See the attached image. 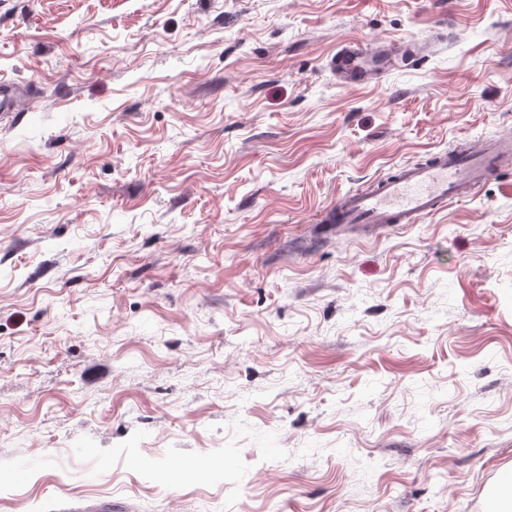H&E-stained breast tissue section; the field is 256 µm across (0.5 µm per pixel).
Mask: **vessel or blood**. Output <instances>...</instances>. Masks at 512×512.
I'll return each mask as SVG.
<instances>
[{"label": "vessel or blood", "instance_id": "obj_1", "mask_svg": "<svg viewBox=\"0 0 512 512\" xmlns=\"http://www.w3.org/2000/svg\"><path fill=\"white\" fill-rule=\"evenodd\" d=\"M390 43H352L336 55L342 74H361L364 81L379 79L401 57ZM512 154V138L475 142L463 151L438 153L425 164L403 166L374 185L346 193L336 204L337 224H413L496 176L505 156Z\"/></svg>", "mask_w": 512, "mask_h": 512}]
</instances>
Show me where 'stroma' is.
I'll return each instance as SVG.
<instances>
[{
	"label": "stroma",
	"mask_w": 512,
	"mask_h": 512,
	"mask_svg": "<svg viewBox=\"0 0 512 512\" xmlns=\"http://www.w3.org/2000/svg\"><path fill=\"white\" fill-rule=\"evenodd\" d=\"M1 82L0 512H490L512 160L417 224L328 218L512 135V0H0ZM403 54L399 46L390 43H352L341 48L336 54V70L340 74L362 73L364 82L379 79L390 70Z\"/></svg>",
	"instance_id": "1"
}]
</instances>
